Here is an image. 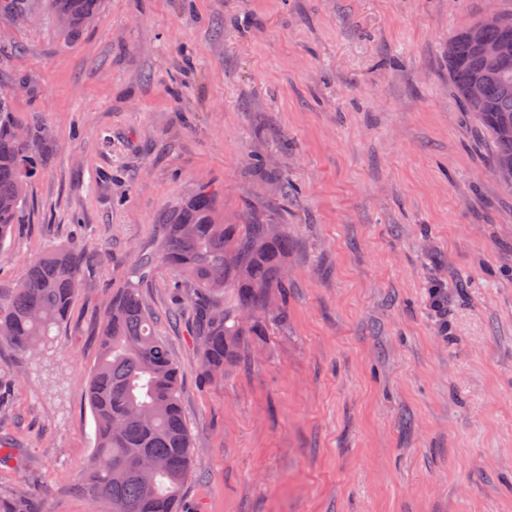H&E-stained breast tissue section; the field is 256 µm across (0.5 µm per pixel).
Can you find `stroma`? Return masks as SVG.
Returning a JSON list of instances; mask_svg holds the SVG:
<instances>
[{
  "label": "stroma",
  "mask_w": 512,
  "mask_h": 512,
  "mask_svg": "<svg viewBox=\"0 0 512 512\" xmlns=\"http://www.w3.org/2000/svg\"><path fill=\"white\" fill-rule=\"evenodd\" d=\"M491 9L512 0H103L72 39L45 0L0 9L40 160L0 283L82 255L56 335L0 344V497L112 512L76 486L106 308L205 187L224 223L287 225L288 320L211 378L173 271L143 283L182 369L181 512H512V189L448 89L449 39Z\"/></svg>",
  "instance_id": "stroma-1"
}]
</instances>
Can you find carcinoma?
<instances>
[{
    "label": "carcinoma",
    "mask_w": 512,
    "mask_h": 512,
    "mask_svg": "<svg viewBox=\"0 0 512 512\" xmlns=\"http://www.w3.org/2000/svg\"><path fill=\"white\" fill-rule=\"evenodd\" d=\"M102 0H47L69 38L100 10ZM458 31L448 43V84L489 138L496 175L512 171V17L482 31L502 48L489 61ZM482 84L475 100L469 91ZM13 96L0 88V243L26 203L37 172L31 140L18 133ZM288 230L281 224H220L205 188L170 210L155 252L139 259L138 281L112 297L100 357L88 381L96 444L77 485L112 503V512H176L190 473L191 439L183 413L182 370L156 331L140 296V280L160 262L193 289L200 366L208 376L233 361L245 336H263L286 319ZM81 255L61 246L35 256L15 283L0 285V341L35 352L66 320L80 284ZM0 512H31L25 498H0Z\"/></svg>",
    "instance_id": "obj_1"
}]
</instances>
